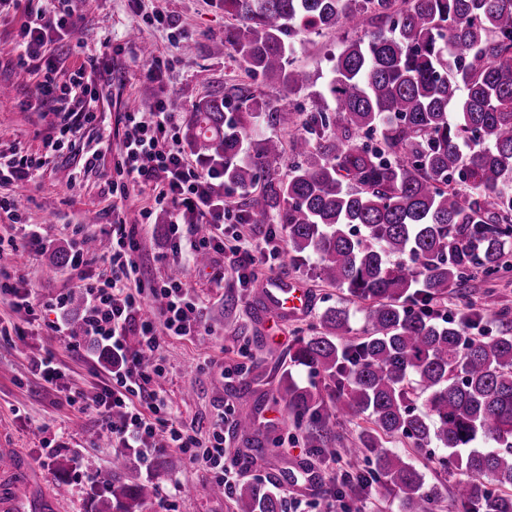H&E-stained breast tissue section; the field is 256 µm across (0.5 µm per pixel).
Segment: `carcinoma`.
<instances>
[{
	"label": "carcinoma",
	"mask_w": 512,
	"mask_h": 512,
	"mask_svg": "<svg viewBox=\"0 0 512 512\" xmlns=\"http://www.w3.org/2000/svg\"><path fill=\"white\" fill-rule=\"evenodd\" d=\"M224 13L237 21L224 46L287 97L311 88L288 58L298 37L361 32L332 58L317 95L333 107L307 113L288 179L281 142L247 145V126L231 117L280 121L279 106L247 87L200 100L185 131L194 153L224 164V186L243 191L249 223L275 215L292 258L315 254L324 281L366 303L363 335H351L345 308L330 307L322 330L296 343L293 361L323 375L325 393L282 375L278 393L306 447L326 461L373 453L349 487L379 480L404 512H433L422 473L383 442H436L467 473L455 489L462 512H512V311L433 309L449 292L467 297L475 271L493 281L512 270V0H224ZM488 317L497 338L469 335ZM417 389L422 413L409 406ZM343 408L369 424L353 448L335 447ZM251 412L240 409L237 426L253 466L269 448ZM155 495L152 482L128 483L118 470L105 495L93 492L96 512H146ZM235 502L238 512H285L283 494L262 484L241 486Z\"/></svg>",
	"instance_id": "obj_1"
}]
</instances>
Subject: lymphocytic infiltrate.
Returning a JSON list of instances; mask_svg holds the SVG:
<instances>
[{
	"label": "lymphocytic infiltrate",
	"instance_id": "f902f5d3",
	"mask_svg": "<svg viewBox=\"0 0 512 512\" xmlns=\"http://www.w3.org/2000/svg\"><path fill=\"white\" fill-rule=\"evenodd\" d=\"M74 0H0L4 8H23L25 19L12 50L21 66L37 79L36 96L48 104L54 135L51 151L63 150L74 130L97 124L100 93L86 67L57 82L55 42L74 29ZM125 134L117 171L121 198L151 192L154 206L166 211L179 235L173 247L175 261L197 258L224 249V221L230 211L224 200V176L211 167L191 163L177 132L173 104L159 100L149 109L123 115ZM107 256L111 275L80 283L84 297L86 333L112 355V377L93 394H68V405L79 410H113L120 423H109L113 442L123 448L156 449L159 443L208 461L217 482L232 490L237 464L224 453V426L216 424L208 438L177 421L155 388L163 373L146 353L158 351L164 336H198L206 332L201 308L179 280L142 278L137 261L139 242L134 225L116 213L109 232ZM160 299L155 314L144 310L146 297ZM139 338L129 347V334Z\"/></svg>",
	"mask_w": 512,
	"mask_h": 512
}]
</instances>
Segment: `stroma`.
I'll list each match as a JSON object with an SVG mask.
<instances>
[{
  "label": "stroma",
  "mask_w": 512,
  "mask_h": 512,
  "mask_svg": "<svg viewBox=\"0 0 512 512\" xmlns=\"http://www.w3.org/2000/svg\"><path fill=\"white\" fill-rule=\"evenodd\" d=\"M158 13L172 16L181 25L187 46L176 45L166 30L150 24V17ZM75 15L74 32L66 39L70 50L61 70L73 71L91 55L111 66L112 86L101 108L114 148L106 152L99 169L77 183H70L69 176L82 164L78 150L56 158L37 183L0 188V195L19 197L22 203L20 224H12L7 214H0V235L22 236L26 224H40L45 229L39 252L0 260V271L34 284L41 302L25 339H0V448L22 449L26 458L39 466L42 489L53 493L59 482H67L69 492L60 499L61 512H92L89 491L104 484L117 460L128 479L155 484L157 494L148 512H234L231 497L212 494L215 475L205 462L194 461L177 448L157 449L145 460L137 449L113 447L96 411L82 412L67 404L68 390L94 392L109 380L111 366L100 357L93 339L84 335L79 323L81 309L73 307L66 312L68 333L55 336L48 328L56 318L49 305L57 295L75 288L81 276H102L109 271L99 256L76 270L56 264L55 259L70 252V234L81 216H93V224L86 227L93 236H101L110 227L108 183L117 176L116 147L124 134L123 113L148 109L155 100L164 99L174 105L177 125L182 128L195 102L204 96H221L244 84L258 99L275 103L283 92L279 86L250 76L225 48L224 31L231 19L224 13L222 0H144L138 13L133 12L130 0H79ZM22 20V13L14 12L0 21V152L19 156L44 153L51 132L49 117L28 108L35 84L9 51ZM344 36L341 29L309 36L290 60L308 70L316 84H323L330 70L329 58L339 50ZM146 46L152 49V56L169 62L161 79L151 85L144 80L151 58L142 52ZM150 205L148 195L142 194L125 200L123 208L130 223L144 226L138 234L144 276L160 280L169 277L172 269L173 234L165 212L153 210L149 219H142V210ZM242 230L258 254L257 278L302 282L313 293V307L298 317L268 318L251 289L240 284L232 272L226 271L223 282L217 283L210 268L183 267L182 280L198 299L208 331L199 336L162 337L158 355L165 371L156 386L174 416L197 433L208 434L216 423H223L224 453L231 459L237 458L245 443L233 422L223 421L225 409L257 408V424L276 445L268 463L239 467L238 482L271 487L276 477L290 472L314 473L316 479L309 488L284 486L289 505L307 506L329 497L339 471L364 469L368 462L318 460L306 448L301 430L291 420H274L270 408L281 402L278 384L284 369H291L300 385L323 389V376L291 365L290 356L299 337L319 331L325 308L347 307L357 335L362 332L365 312L346 291L317 277L316 256L290 261L287 237L279 224H246ZM271 231L276 232L275 243L281 249L275 260L263 256ZM46 353L53 355L62 373L53 385L34 377L30 369L31 358ZM390 447L423 472L426 487L437 491L435 512H456L455 485L465 474L445 466L447 449L434 445L417 449L404 438L393 440ZM335 509L400 512L401 501L394 489L376 482L363 493L347 491Z\"/></svg>",
  "instance_id": "1"
}]
</instances>
